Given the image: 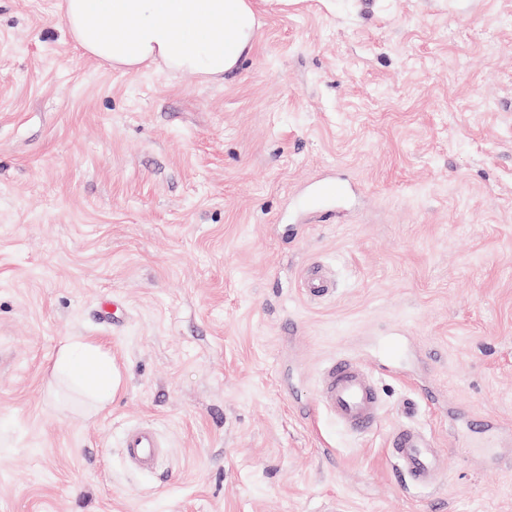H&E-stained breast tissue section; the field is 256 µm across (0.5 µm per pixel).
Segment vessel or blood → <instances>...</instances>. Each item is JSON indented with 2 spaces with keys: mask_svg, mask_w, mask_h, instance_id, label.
<instances>
[{
  "mask_svg": "<svg viewBox=\"0 0 512 512\" xmlns=\"http://www.w3.org/2000/svg\"><path fill=\"white\" fill-rule=\"evenodd\" d=\"M300 284L305 295L314 301L334 293L333 281L318 265L309 266ZM319 408L354 436L363 437L376 431L381 423L383 406L370 371L352 355L340 354L322 367L319 377ZM388 446L400 469L413 485L435 488L445 474V460L435 447L432 436L408 422H398L388 434ZM122 454L134 472L155 471L164 452L165 442L150 423L128 426L123 434Z\"/></svg>",
  "mask_w": 512,
  "mask_h": 512,
  "instance_id": "vessel-or-blood-1",
  "label": "vessel or blood"
}]
</instances>
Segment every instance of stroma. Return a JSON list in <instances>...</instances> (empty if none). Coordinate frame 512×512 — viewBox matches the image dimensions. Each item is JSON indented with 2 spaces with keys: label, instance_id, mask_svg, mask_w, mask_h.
<instances>
[{
  "label": "stroma",
  "instance_id": "obj_1",
  "mask_svg": "<svg viewBox=\"0 0 512 512\" xmlns=\"http://www.w3.org/2000/svg\"><path fill=\"white\" fill-rule=\"evenodd\" d=\"M61 5L0 0V512H512V457L468 430L512 440V0H258L216 82L112 69ZM75 339L119 372L103 409L57 377ZM340 352L381 390L370 436L317 407ZM405 419L435 490L389 456ZM305 295L314 301L326 299L334 294L333 281L326 270L319 265L309 266L300 280ZM388 447L413 485L433 489L445 474V459L434 448L432 436L418 426L400 421L388 434ZM121 447L131 470L146 474L157 469L165 442L153 424L138 423L125 429Z\"/></svg>",
  "mask_w": 512,
  "mask_h": 512
}]
</instances>
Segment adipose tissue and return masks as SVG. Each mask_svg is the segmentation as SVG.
Returning a JSON list of instances; mask_svg holds the SVG:
<instances>
[{
	"label": "adipose tissue",
	"instance_id": "1",
	"mask_svg": "<svg viewBox=\"0 0 512 512\" xmlns=\"http://www.w3.org/2000/svg\"><path fill=\"white\" fill-rule=\"evenodd\" d=\"M70 35L95 58L127 73L159 65L206 81L239 68L254 46L252 0H64ZM56 366L106 403L116 383L109 358L80 340Z\"/></svg>",
	"mask_w": 512,
	"mask_h": 512
}]
</instances>
